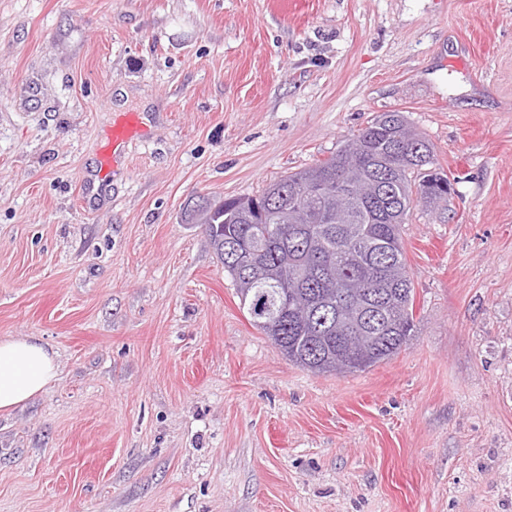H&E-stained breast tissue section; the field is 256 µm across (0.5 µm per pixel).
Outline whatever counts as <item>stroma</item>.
<instances>
[{
	"instance_id": "stroma-1",
	"label": "stroma",
	"mask_w": 512,
	"mask_h": 512,
	"mask_svg": "<svg viewBox=\"0 0 512 512\" xmlns=\"http://www.w3.org/2000/svg\"><path fill=\"white\" fill-rule=\"evenodd\" d=\"M403 113L408 345L315 375L252 327L186 205L259 194ZM137 113L96 186L106 134ZM0 512H512V0H0ZM57 353L40 340H0V410L22 405L58 376Z\"/></svg>"
}]
</instances>
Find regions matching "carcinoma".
Segmentation results:
<instances>
[{
  "instance_id": "obj_1",
  "label": "carcinoma",
  "mask_w": 512,
  "mask_h": 512,
  "mask_svg": "<svg viewBox=\"0 0 512 512\" xmlns=\"http://www.w3.org/2000/svg\"><path fill=\"white\" fill-rule=\"evenodd\" d=\"M433 145L400 112L378 115L336 154L260 194L187 206L205 225L251 325L315 374L363 372L392 359L415 328L401 227L414 203L453 191L432 176ZM359 302L361 326L337 322Z\"/></svg>"
}]
</instances>
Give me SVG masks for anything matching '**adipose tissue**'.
<instances>
[{
  "mask_svg": "<svg viewBox=\"0 0 512 512\" xmlns=\"http://www.w3.org/2000/svg\"><path fill=\"white\" fill-rule=\"evenodd\" d=\"M59 369L56 352L37 338L0 340V410L14 409L45 391Z\"/></svg>",
  "mask_w": 512,
  "mask_h": 512,
  "instance_id": "adipose-tissue-1",
  "label": "adipose tissue"
}]
</instances>
